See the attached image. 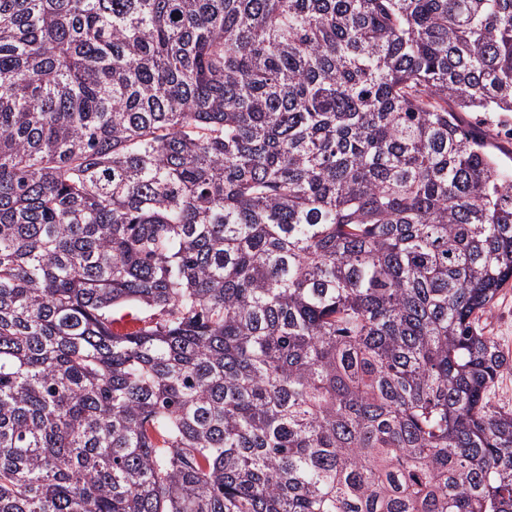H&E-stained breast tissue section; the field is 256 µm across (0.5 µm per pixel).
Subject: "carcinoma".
<instances>
[{
  "mask_svg": "<svg viewBox=\"0 0 512 512\" xmlns=\"http://www.w3.org/2000/svg\"><path fill=\"white\" fill-rule=\"evenodd\" d=\"M461 112L512 0H0V512H512Z\"/></svg>",
  "mask_w": 512,
  "mask_h": 512,
  "instance_id": "1",
  "label": "carcinoma"
}]
</instances>
